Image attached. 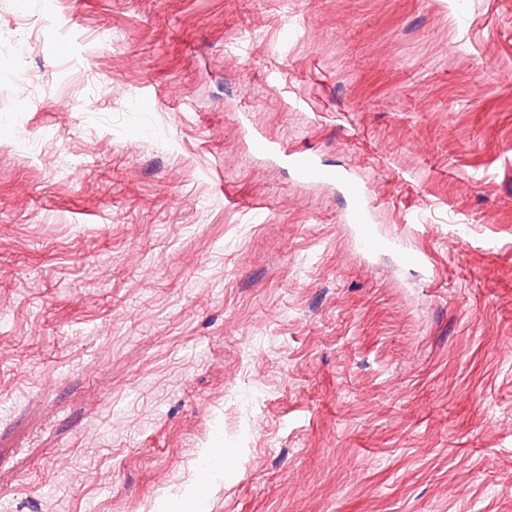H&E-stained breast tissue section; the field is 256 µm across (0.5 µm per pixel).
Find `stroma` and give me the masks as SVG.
<instances>
[{
  "label": "stroma",
  "instance_id": "35a3bbf8",
  "mask_svg": "<svg viewBox=\"0 0 512 512\" xmlns=\"http://www.w3.org/2000/svg\"><path fill=\"white\" fill-rule=\"evenodd\" d=\"M22 27L0 512L205 471L200 512H512V0H0ZM251 148L254 153L278 158L288 165L294 174L303 181L325 180L330 182H344L356 199L354 206L347 214L349 224L365 227L370 224V210L366 204V192L352 180L347 172L325 168L311 153L302 151H287L280 144L269 139L261 133H255L251 137Z\"/></svg>",
  "mask_w": 512,
  "mask_h": 512
}]
</instances>
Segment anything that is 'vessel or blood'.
<instances>
[{
	"label": "vessel or blood",
	"mask_w": 512,
	"mask_h": 512,
	"mask_svg": "<svg viewBox=\"0 0 512 512\" xmlns=\"http://www.w3.org/2000/svg\"><path fill=\"white\" fill-rule=\"evenodd\" d=\"M251 148L258 155L285 161L300 180L347 183L348 189L355 199L354 206L347 214L348 223L360 227L369 224L370 210L366 204V192L361 185L352 181L347 172L324 167L313 154L286 150L280 144L260 133L252 135Z\"/></svg>",
	"instance_id": "vessel-or-blood-1"
}]
</instances>
